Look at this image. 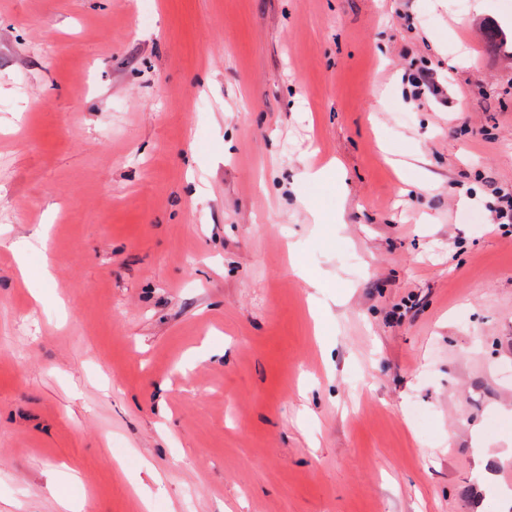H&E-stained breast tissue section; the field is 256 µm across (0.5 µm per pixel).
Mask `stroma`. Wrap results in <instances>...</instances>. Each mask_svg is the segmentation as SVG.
<instances>
[{
  "mask_svg": "<svg viewBox=\"0 0 512 512\" xmlns=\"http://www.w3.org/2000/svg\"><path fill=\"white\" fill-rule=\"evenodd\" d=\"M487 22L512 0H0V512H512Z\"/></svg>",
  "mask_w": 512,
  "mask_h": 512,
  "instance_id": "obj_1",
  "label": "stroma"
}]
</instances>
